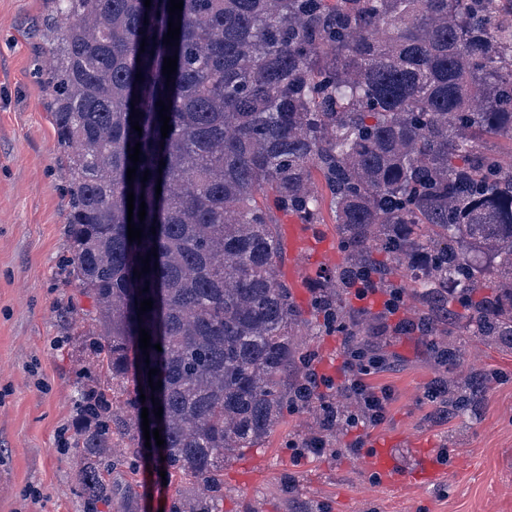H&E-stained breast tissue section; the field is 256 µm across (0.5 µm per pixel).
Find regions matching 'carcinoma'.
I'll return each instance as SVG.
<instances>
[{
	"label": "carcinoma",
	"instance_id": "cac0c4a2",
	"mask_svg": "<svg viewBox=\"0 0 512 512\" xmlns=\"http://www.w3.org/2000/svg\"><path fill=\"white\" fill-rule=\"evenodd\" d=\"M49 2L68 263L92 302L73 366L83 512L115 498L141 512L136 484L112 474L141 467L142 408L164 439L156 469L187 484L169 512H219L226 453L264 441L306 398L311 356L293 336L307 321L275 274L276 224L279 213L319 223L321 188L345 255L312 300L325 330L378 349L344 305L368 269L378 288L415 290L411 332L435 368L469 332L512 347V165L488 145L512 142V0H183L173 17L169 0ZM171 18L176 46L163 42ZM456 304L468 332L442 321ZM434 392L453 415L474 383L440 375Z\"/></svg>",
	"mask_w": 512,
	"mask_h": 512
}]
</instances>
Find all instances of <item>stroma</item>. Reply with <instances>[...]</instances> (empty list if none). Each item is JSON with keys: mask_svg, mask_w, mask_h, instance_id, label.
Masks as SVG:
<instances>
[{"mask_svg": "<svg viewBox=\"0 0 512 512\" xmlns=\"http://www.w3.org/2000/svg\"><path fill=\"white\" fill-rule=\"evenodd\" d=\"M49 11L48 0H0V512H82L71 462L72 366L91 301L66 264L64 179L41 75ZM343 261L339 251L319 265L286 250L277 274L284 280L289 267H304L292 291L312 326L301 343L314 369L338 383L330 401L346 411L347 341L320 328L311 307L318 274ZM380 343L397 356L370 378L392 393L385 419L334 426L326 453L299 461L290 444L319 433L320 413L287 412L264 442L226 454L221 512H512V349L465 337L452 377L479 371L490 380L473 408L447 416L424 399L435 377L426 341L390 331ZM359 437L369 446L391 439L407 468L415 449H431L444 456L446 474L425 489L372 482L364 453L350 449Z\"/></svg>", "mask_w": 512, "mask_h": 512, "instance_id": "1", "label": "stroma"}]
</instances>
